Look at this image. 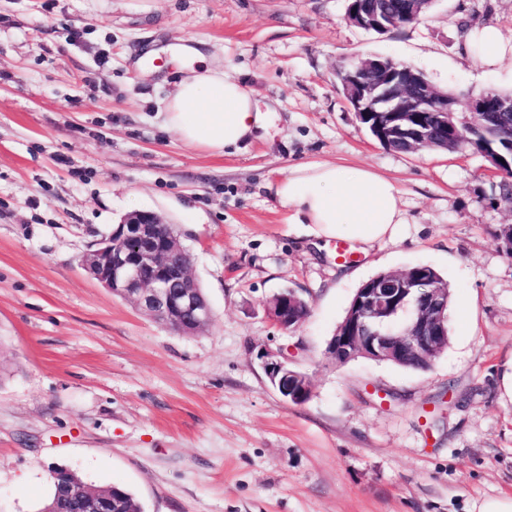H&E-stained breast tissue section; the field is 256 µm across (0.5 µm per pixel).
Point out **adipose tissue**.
Listing matches in <instances>:
<instances>
[{
	"mask_svg": "<svg viewBox=\"0 0 512 512\" xmlns=\"http://www.w3.org/2000/svg\"><path fill=\"white\" fill-rule=\"evenodd\" d=\"M467 40L483 65L512 63V39L495 26L474 29ZM172 60L174 90L156 119L186 145L225 154L272 125L275 112L258 107L252 91L230 74L223 58L178 44ZM273 191L291 221L312 225L320 239L345 238L366 247L393 237L406 221L397 185L363 167L301 163L276 181Z\"/></svg>",
	"mask_w": 512,
	"mask_h": 512,
	"instance_id": "adipose-tissue-1",
	"label": "adipose tissue"
}]
</instances>
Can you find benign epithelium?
I'll return each instance as SVG.
<instances>
[{
  "label": "benign epithelium",
  "instance_id": "1",
  "mask_svg": "<svg viewBox=\"0 0 512 512\" xmlns=\"http://www.w3.org/2000/svg\"><path fill=\"white\" fill-rule=\"evenodd\" d=\"M433 0H412L398 12L382 0H349L347 20L384 34L414 21ZM345 97L359 122L380 145L393 149L403 141L410 151L429 143L452 150L461 142L455 99L434 87L412 66L375 56L342 63L337 71ZM494 112L503 128L512 119V97L481 95L470 100L468 113ZM494 173L512 175V160L483 152ZM81 266L112 295L132 301L146 316L183 335H197L211 323V308L193 275L194 260L177 234L154 212L134 211L96 239L80 257ZM444 289L431 285L427 266L388 272L364 282L357 290L342 325L325 353L340 365L353 358L398 362L412 352L430 362L448 344ZM269 314L283 330L306 319L294 291L279 292ZM271 384L293 403L311 395L308 377L294 369L283 349L260 354ZM65 495L82 512H112V496L76 479L65 484Z\"/></svg>",
  "mask_w": 512,
  "mask_h": 512
}]
</instances>
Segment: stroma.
<instances>
[{"label":"stroma","instance_id":"obj_1","mask_svg":"<svg viewBox=\"0 0 512 512\" xmlns=\"http://www.w3.org/2000/svg\"><path fill=\"white\" fill-rule=\"evenodd\" d=\"M0 0V512H37L63 466L119 486L142 512H478L512 497V224L500 176L472 151L374 141L336 65L381 55L421 71L458 110L512 90L463 30L512 37V0H435L379 35L347 0ZM224 56L276 132L225 155L154 116L174 85L153 48ZM368 167L401 191L395 237L338 258L290 223L269 185L288 166ZM133 211L172 224L211 307L182 335L113 296L79 263ZM425 264L448 283L449 339L423 370L325 350L358 288ZM309 304L291 331L269 299ZM285 348L311 396L286 400L263 349Z\"/></svg>","mask_w":512,"mask_h":512}]
</instances>
